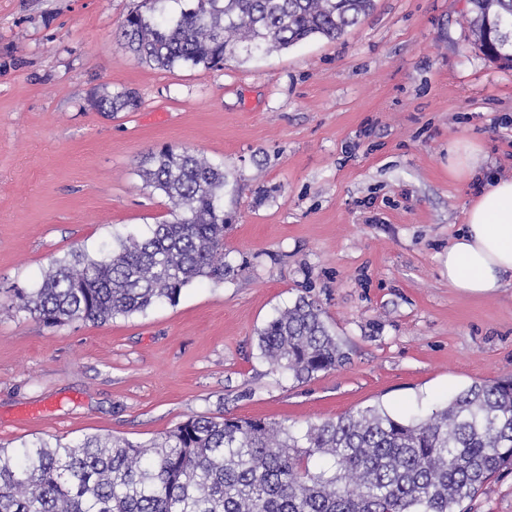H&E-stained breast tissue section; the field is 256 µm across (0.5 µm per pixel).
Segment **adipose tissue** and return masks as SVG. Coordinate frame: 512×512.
I'll list each match as a JSON object with an SVG mask.
<instances>
[{"label":"adipose tissue","instance_id":"adipose-tissue-1","mask_svg":"<svg viewBox=\"0 0 512 512\" xmlns=\"http://www.w3.org/2000/svg\"><path fill=\"white\" fill-rule=\"evenodd\" d=\"M512 277V177L479 187L458 234L448 245V284L486 294Z\"/></svg>","mask_w":512,"mask_h":512}]
</instances>
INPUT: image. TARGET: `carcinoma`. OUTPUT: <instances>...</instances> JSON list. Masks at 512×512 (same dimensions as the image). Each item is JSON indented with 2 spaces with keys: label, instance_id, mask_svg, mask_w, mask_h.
<instances>
[{
  "label": "carcinoma",
  "instance_id": "obj_1",
  "mask_svg": "<svg viewBox=\"0 0 512 512\" xmlns=\"http://www.w3.org/2000/svg\"><path fill=\"white\" fill-rule=\"evenodd\" d=\"M372 0H143L120 36L160 69H218L227 56L340 38ZM490 57L512 68V0H470ZM99 112L139 106L132 90L92 99ZM142 177L172 219L92 258L54 263L40 287L15 288L11 308L48 326L108 322L176 302L205 278L234 275L224 253V168L169 146ZM271 366L305 382L347 354L304 296L258 333ZM512 469V378L476 382L425 416L368 406L304 431L266 421L197 415L148 444L91 436L75 444L0 445V512H459Z\"/></svg>",
  "mask_w": 512,
  "mask_h": 512
}]
</instances>
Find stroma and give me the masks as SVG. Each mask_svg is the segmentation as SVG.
Segmentation results:
<instances>
[{"instance_id": "obj_1", "label": "stroma", "mask_w": 512, "mask_h": 512, "mask_svg": "<svg viewBox=\"0 0 512 512\" xmlns=\"http://www.w3.org/2000/svg\"><path fill=\"white\" fill-rule=\"evenodd\" d=\"M139 2L0 0V444L149 442L200 414L407 418L512 375V284L448 286L478 191L449 176V146L471 141L476 172L512 176V69L476 46L467 0H374L341 39L174 71L120 38ZM123 89L138 110L93 108ZM165 145L223 165L235 276L106 323L7 310L54 260L167 219L140 174ZM301 296L349 357L305 383L272 370L257 336ZM463 507L512 512V471Z\"/></svg>"}]
</instances>
